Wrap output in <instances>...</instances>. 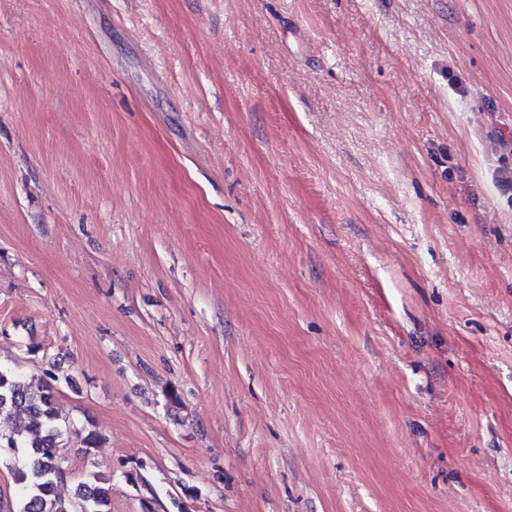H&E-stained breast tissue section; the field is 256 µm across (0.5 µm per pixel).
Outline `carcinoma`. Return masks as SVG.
Returning <instances> with one entry per match:
<instances>
[{
    "label": "carcinoma",
    "mask_w": 512,
    "mask_h": 512,
    "mask_svg": "<svg viewBox=\"0 0 512 512\" xmlns=\"http://www.w3.org/2000/svg\"><path fill=\"white\" fill-rule=\"evenodd\" d=\"M34 388L16 367L0 364V448L9 449L19 484V512H109V487L98 479L76 485L70 500L56 489L65 480L60 465L64 447L60 415L56 408V377ZM24 412L31 424L22 430L13 425L14 414Z\"/></svg>",
    "instance_id": "cac0c4a2"
}]
</instances>
